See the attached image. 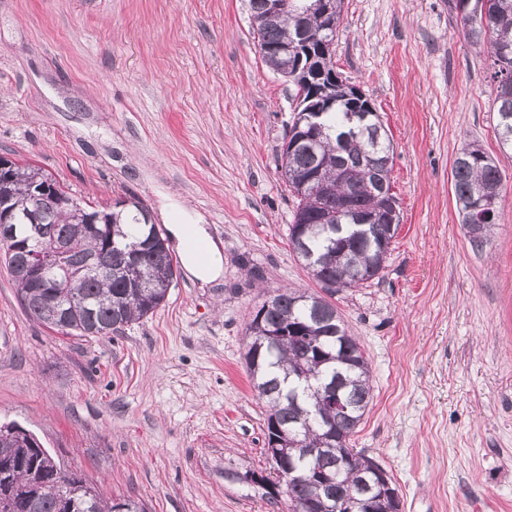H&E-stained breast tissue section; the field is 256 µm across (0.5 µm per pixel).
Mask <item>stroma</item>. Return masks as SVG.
I'll return each instance as SVG.
<instances>
[{
	"instance_id": "35a3bbf8",
	"label": "stroma",
	"mask_w": 512,
	"mask_h": 512,
	"mask_svg": "<svg viewBox=\"0 0 512 512\" xmlns=\"http://www.w3.org/2000/svg\"><path fill=\"white\" fill-rule=\"evenodd\" d=\"M393 142L400 224L379 279L332 302L371 366L352 438L402 512H512V152L496 139L491 60L448 0H344L332 46ZM294 89L255 48L247 0H0V156L154 223L201 217L224 278L178 273L152 316L99 338L25 312L0 259V424L32 432L104 499L146 512H288L269 474L266 409L243 360L264 291H316L288 245L296 199L278 168ZM498 161L490 245L471 246L452 162Z\"/></svg>"
}]
</instances>
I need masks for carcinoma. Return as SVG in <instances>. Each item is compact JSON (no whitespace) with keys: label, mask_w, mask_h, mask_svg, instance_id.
I'll return each instance as SVG.
<instances>
[{"label":"carcinoma","mask_w":512,"mask_h":512,"mask_svg":"<svg viewBox=\"0 0 512 512\" xmlns=\"http://www.w3.org/2000/svg\"><path fill=\"white\" fill-rule=\"evenodd\" d=\"M488 38L464 40L474 48L489 49L496 85L494 104L498 115L497 135L502 146H512V0H488ZM306 0H294L286 14H268L250 7L254 31L264 47L262 59L279 71L278 50L292 43L299 27L313 33L329 29L340 17H322L308 12ZM309 65L313 83L295 86L299 111L293 113L290 139L282 148V175L297 206L288 241L292 250L303 249L317 264L310 274L323 294L307 290L277 288L270 301H262L250 312L246 327V371L258 399L267 407L266 445L276 456L273 474L292 470L296 477L288 486V512H318L319 506H335L348 491L358 493L355 512H401L397 485L376 460L350 444L372 399L371 367L360 342L352 336L336 306L327 297L357 288L379 277L382 263L380 235L374 225L360 228L354 218L338 214L340 201L351 195L356 208L373 212L382 205V194L390 193L392 167L385 162L391 139L379 117L369 127L352 124V112H370L364 96L347 97L336 85V103L324 112L319 125L306 120L309 107L323 104L315 68L326 58L321 41L294 46ZM452 166L453 191L461 224L470 243L482 248L490 243L502 200V175L494 159L477 145H466ZM49 174L31 165L13 163L10 189L20 209L30 206V184ZM491 214L485 224H472V210ZM338 214L332 224L322 223L327 214ZM42 220L54 226L55 235L71 242L72 265L79 256L103 246L112 248V279H98L82 272L61 289L62 300L76 302L69 308L70 329L52 321L51 311L30 294L27 280L12 273L26 312L49 329L64 336H107L154 314L164 303L176 278L177 260L161 225L147 223L132 206L102 237L82 227V218L54 202L42 206ZM151 241L142 265V287H131L125 252L138 240ZM347 250L338 262L333 254ZM280 427L285 439L273 446V428ZM331 438L315 456L306 448ZM11 460L14 471L9 483L0 481V512H113L108 502L82 475L69 474L67 486L55 477L57 461L44 447L32 448L15 439L0 445V465Z\"/></svg>","instance_id":"cac0c4a2"}]
</instances>
